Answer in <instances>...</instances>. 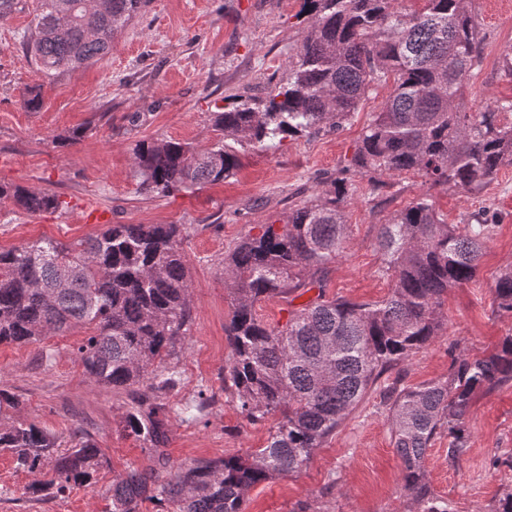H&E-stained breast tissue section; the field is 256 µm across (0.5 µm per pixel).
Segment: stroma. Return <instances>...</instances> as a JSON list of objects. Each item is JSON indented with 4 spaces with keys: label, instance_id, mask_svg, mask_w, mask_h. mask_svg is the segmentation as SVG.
Returning a JSON list of instances; mask_svg holds the SVG:
<instances>
[{
    "label": "stroma",
    "instance_id": "stroma-1",
    "mask_svg": "<svg viewBox=\"0 0 512 512\" xmlns=\"http://www.w3.org/2000/svg\"><path fill=\"white\" fill-rule=\"evenodd\" d=\"M303 0H150L99 62L46 77L21 37L33 19L32 0L0 17V182L49 191L64 209L30 215L0 200V248L50 238L75 243L106 224H181L190 269V329L168 366L180 376L165 398L171 469L196 461L249 453L265 446L269 422L247 423L224 394V370L232 350L224 333L231 300L224 257L251 227L283 218L291 208L330 187L364 128L379 112L386 90L363 99L336 132L288 139L271 150L244 149L241 165L224 181L174 194L138 192L133 151L141 142L175 140L197 148L218 136L211 114L227 96H265L285 70L307 23ZM484 33L481 62L463 89L464 111L492 100L512 99V79L501 56L512 47V0H471ZM39 88L43 105L32 111L23 97ZM81 130L74 144L61 137ZM346 207V250L325 275L327 296L354 302L384 299L393 281L377 246L380 224L421 196H430L448 223L464 224L483 213L496 229L479 261L476 278L449 289L442 336L400 370L403 386L448 376L450 350L475 357L512 334V316L498 313L493 283L512 265V165L482 189L447 191L408 172L376 188L356 181ZM85 337L73 328L34 344L0 345V391L16 407L0 409V424L36 423L62 442L94 439L110 459L95 484L64 494L25 493L30 473L0 452V512H103V492L113 478L145 468L142 442L129 436V398L93 383L77 348ZM213 398L199 418L185 405L199 389ZM469 450L448 462L447 438H435L425 470L434 494L451 512H490L512 492V386L477 394L466 420ZM402 490V466L389 410L370 392L336 433L317 448L301 472L251 488L245 512H419Z\"/></svg>",
    "mask_w": 512,
    "mask_h": 512
}]
</instances>
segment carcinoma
<instances>
[{"label": "carcinoma", "mask_w": 512, "mask_h": 512, "mask_svg": "<svg viewBox=\"0 0 512 512\" xmlns=\"http://www.w3.org/2000/svg\"><path fill=\"white\" fill-rule=\"evenodd\" d=\"M150 0H34L33 28L24 46L49 77L105 57L118 35ZM398 0H304L305 35L284 75L264 97L236 95L212 113L224 139L206 149L172 140L142 142L134 150L140 191L166 194L220 182L240 165L238 150L271 149L287 137L343 128L359 102L392 84L330 189L295 206L281 223L259 226L224 256L231 297L225 333L232 360L227 393L253 424L275 418L266 446L244 456L196 460L174 476L167 469L166 403L176 371L163 366L177 354L190 323L189 270L178 224H107L75 247L40 239L0 250V344L35 343L72 327L86 329L78 354L88 378L133 393L128 435L148 445L150 465L132 469L105 490L106 512H140L158 496L176 512H244L254 485L297 473L314 451L379 385L389 405L402 489L421 512H448L431 492L425 456L448 434V462L468 451L466 418L473 397L512 385V336L481 357L452 358L448 378L400 387L388 374L442 335L448 289L473 280L495 225L449 224L426 197L380 225L378 246L390 295L357 303L325 295L328 267L348 237L346 207L356 178L374 186L418 172L435 186L472 192L512 164L511 100L465 112L460 99L484 41L469 0H424L402 12ZM0 200L28 214L63 208L59 196L0 183ZM318 289L288 311L285 324L258 319L255 305L271 297ZM498 311L512 314V266L494 281ZM0 451L17 468L37 474L53 462V477L34 479L25 494L53 486L64 492L90 485L109 466L88 436L60 449L35 423L0 429Z\"/></svg>", "instance_id": "obj_1"}]
</instances>
